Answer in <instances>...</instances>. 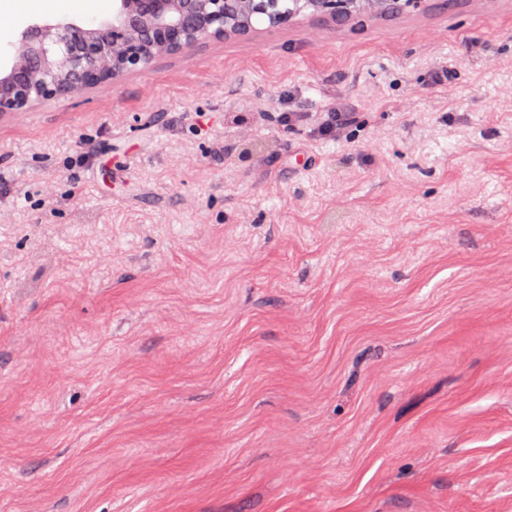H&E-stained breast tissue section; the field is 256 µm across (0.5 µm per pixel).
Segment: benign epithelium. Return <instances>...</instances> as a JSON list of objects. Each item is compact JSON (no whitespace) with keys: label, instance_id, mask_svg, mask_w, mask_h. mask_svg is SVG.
<instances>
[{"label":"benign epithelium","instance_id":"7a95c632","mask_svg":"<svg viewBox=\"0 0 512 512\" xmlns=\"http://www.w3.org/2000/svg\"><path fill=\"white\" fill-rule=\"evenodd\" d=\"M444 0H113L112 20L95 27L33 22L0 70V119L150 68L211 40L247 37L254 22L285 26L311 9L337 23L365 10L376 17Z\"/></svg>","mask_w":512,"mask_h":512}]
</instances>
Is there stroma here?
<instances>
[{"instance_id": "stroma-1", "label": "stroma", "mask_w": 512, "mask_h": 512, "mask_svg": "<svg viewBox=\"0 0 512 512\" xmlns=\"http://www.w3.org/2000/svg\"><path fill=\"white\" fill-rule=\"evenodd\" d=\"M1 457L0 512H512V0L0 120ZM327 118L318 126L317 133L321 139H340L349 124L355 119V112H352L346 104L334 103L327 112Z\"/></svg>"}]
</instances>
